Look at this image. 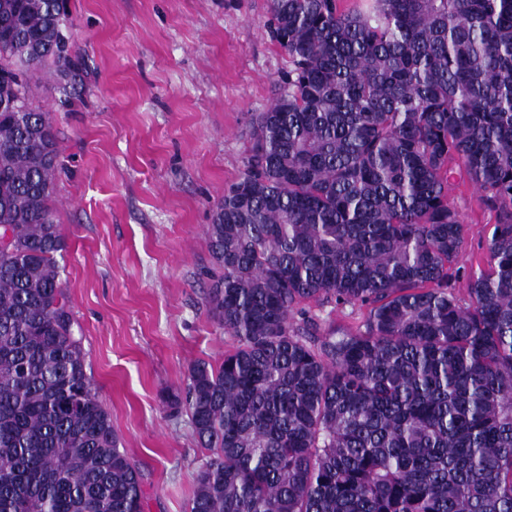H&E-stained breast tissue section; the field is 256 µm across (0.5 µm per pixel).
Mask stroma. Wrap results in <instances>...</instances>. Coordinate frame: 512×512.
<instances>
[{
	"instance_id": "stroma-1",
	"label": "stroma",
	"mask_w": 512,
	"mask_h": 512,
	"mask_svg": "<svg viewBox=\"0 0 512 512\" xmlns=\"http://www.w3.org/2000/svg\"><path fill=\"white\" fill-rule=\"evenodd\" d=\"M269 4L68 0L84 70L72 111L53 115L54 220L68 244L63 280L87 373L141 471L144 512H187L209 458L189 414H170L164 397L184 391L192 363H220L233 347L205 303V230L288 69ZM449 197L465 220L452 283L463 298L469 276L489 266L495 213L470 184Z\"/></svg>"
}]
</instances>
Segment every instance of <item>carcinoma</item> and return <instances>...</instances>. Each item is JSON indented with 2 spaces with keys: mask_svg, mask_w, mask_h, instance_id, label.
Masks as SVG:
<instances>
[{
  "mask_svg": "<svg viewBox=\"0 0 512 512\" xmlns=\"http://www.w3.org/2000/svg\"><path fill=\"white\" fill-rule=\"evenodd\" d=\"M67 0H0V512H143L86 373L53 218L41 77L74 105ZM288 55L206 227V303L234 340L193 363L211 458L189 512H512V0H270ZM468 179L490 267L452 292ZM367 310L322 330L305 306Z\"/></svg>",
  "mask_w": 512,
  "mask_h": 512,
  "instance_id": "cac0c4a2",
  "label": "carcinoma"
}]
</instances>
